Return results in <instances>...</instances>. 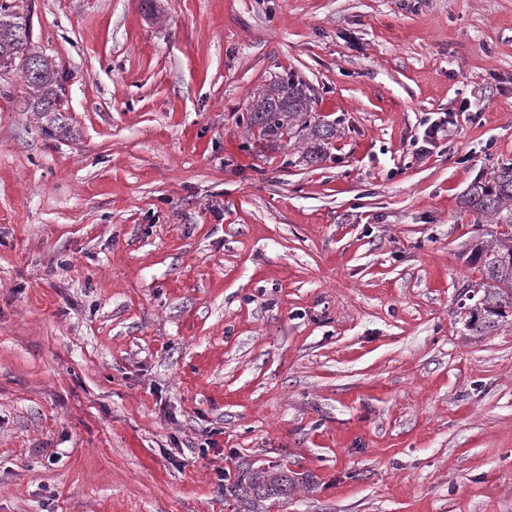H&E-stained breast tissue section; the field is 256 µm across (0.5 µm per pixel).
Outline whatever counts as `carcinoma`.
<instances>
[{
    "mask_svg": "<svg viewBox=\"0 0 512 512\" xmlns=\"http://www.w3.org/2000/svg\"><path fill=\"white\" fill-rule=\"evenodd\" d=\"M32 55L27 17L0 6V70L21 68ZM41 74L29 86V109L56 123L66 111L58 70L51 59L40 56ZM315 99L305 83L290 74L278 77L260 89L247 105L246 120L258 128L260 137L271 142L299 138L305 157L312 165L328 158L336 126L314 116ZM512 162L500 164L488 180L476 182L462 196L463 208L479 215H491L507 227L500 237L479 241L472 248L474 262L481 264L482 282L464 293L457 317L469 332L487 335L512 322ZM302 484L298 474L275 467L247 468L236 483L225 487L237 498V512H262L269 500L287 499Z\"/></svg>",
    "mask_w": 512,
    "mask_h": 512,
    "instance_id": "cac0c4a2",
    "label": "carcinoma"
}]
</instances>
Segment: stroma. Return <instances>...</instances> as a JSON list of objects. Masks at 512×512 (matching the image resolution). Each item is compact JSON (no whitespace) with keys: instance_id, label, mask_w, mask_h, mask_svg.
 Returning a JSON list of instances; mask_svg holds the SVG:
<instances>
[{"instance_id":"35a3bbf8","label":"stroma","mask_w":512,"mask_h":512,"mask_svg":"<svg viewBox=\"0 0 512 512\" xmlns=\"http://www.w3.org/2000/svg\"><path fill=\"white\" fill-rule=\"evenodd\" d=\"M1 4L67 114L0 72V512H236L258 466L309 479L267 512H512V326L455 313L512 0ZM289 72L318 165L244 120ZM41 74L34 85L27 84L30 89L28 109L42 112L43 117H51V122L60 127L63 120L61 112H67L64 103V92L58 79V70L51 59L40 55Z\"/></svg>"}]
</instances>
